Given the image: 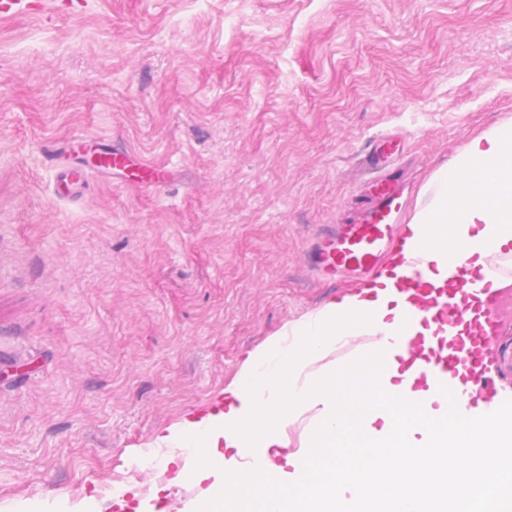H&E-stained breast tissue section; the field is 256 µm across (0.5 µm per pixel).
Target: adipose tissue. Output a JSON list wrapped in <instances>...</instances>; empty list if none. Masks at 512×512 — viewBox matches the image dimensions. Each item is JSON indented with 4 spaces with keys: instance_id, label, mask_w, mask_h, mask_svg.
<instances>
[{
    "instance_id": "ef3b65f1",
    "label": "adipose tissue",
    "mask_w": 512,
    "mask_h": 512,
    "mask_svg": "<svg viewBox=\"0 0 512 512\" xmlns=\"http://www.w3.org/2000/svg\"><path fill=\"white\" fill-rule=\"evenodd\" d=\"M405 227L407 249H421L430 279L448 281L449 244L473 265L512 252V121L473 138L452 165L437 171ZM391 257L373 282L289 322L244 358L224 402L184 421L164 442L187 449L195 466L177 480L206 484L189 512H375L385 497L403 512H482L512 498V421L488 429L465 420L416 386L417 366L393 336H430L435 324L404 323ZM367 337L360 356L339 369L329 351ZM359 449L356 473L340 451ZM390 449L388 461L373 456ZM260 465L244 469L242 458Z\"/></svg>"
}]
</instances>
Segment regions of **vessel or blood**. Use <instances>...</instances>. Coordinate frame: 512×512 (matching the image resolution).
<instances>
[{
	"label": "vessel or blood",
	"instance_id": "vessel-or-blood-1",
	"mask_svg": "<svg viewBox=\"0 0 512 512\" xmlns=\"http://www.w3.org/2000/svg\"><path fill=\"white\" fill-rule=\"evenodd\" d=\"M85 147L81 139L64 142L65 159L53 171L58 196L79 191L92 170L108 177L133 175L136 164L127 150L96 149L97 161L90 164ZM390 153L388 140L374 141L366 160L371 173L367 206L346 223L322 225L307 248L304 257L320 277L352 276L369 282L398 246L408 200L402 176L388 162ZM400 261L405 320L429 315L439 326L455 331L452 337H437L430 349L423 337H398L408 359L426 355L420 387L433 389L473 420L512 416V391L501 380L502 372L512 368V295L499 287L512 281V257L499 256L488 272L472 266L464 250L456 249L444 288L427 282L420 254H402Z\"/></svg>",
	"mask_w": 512,
	"mask_h": 512
}]
</instances>
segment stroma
Here are the masks:
<instances>
[{
	"instance_id": "35a3bbf8",
	"label": "stroma",
	"mask_w": 512,
	"mask_h": 512,
	"mask_svg": "<svg viewBox=\"0 0 512 512\" xmlns=\"http://www.w3.org/2000/svg\"><path fill=\"white\" fill-rule=\"evenodd\" d=\"M0 15V512H187L157 442L348 286L304 252L373 139L424 191L512 120V0H36ZM75 135L170 170L60 198Z\"/></svg>"
}]
</instances>
